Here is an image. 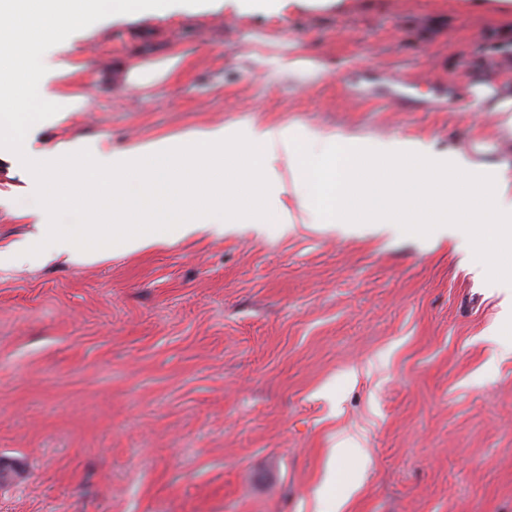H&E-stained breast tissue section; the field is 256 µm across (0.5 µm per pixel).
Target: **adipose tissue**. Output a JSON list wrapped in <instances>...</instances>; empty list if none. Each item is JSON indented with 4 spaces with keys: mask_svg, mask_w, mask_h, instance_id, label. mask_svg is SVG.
<instances>
[{
    "mask_svg": "<svg viewBox=\"0 0 512 512\" xmlns=\"http://www.w3.org/2000/svg\"><path fill=\"white\" fill-rule=\"evenodd\" d=\"M194 0H0V160L26 184L29 238L0 250V266H43L133 252L173 234L239 224H371L461 235L484 269L512 280V172L475 165L413 138L362 140L313 126L214 128L190 141L124 151L94 139L35 150V128L61 121L62 81L77 26L92 12L165 17ZM295 206H288V199ZM89 223H59L60 213Z\"/></svg>",
    "mask_w": 512,
    "mask_h": 512,
    "instance_id": "adipose-tissue-1",
    "label": "adipose tissue"
}]
</instances>
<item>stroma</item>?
I'll return each mask as SVG.
<instances>
[{"mask_svg":"<svg viewBox=\"0 0 512 512\" xmlns=\"http://www.w3.org/2000/svg\"><path fill=\"white\" fill-rule=\"evenodd\" d=\"M183 55L129 90L112 68ZM322 59L309 85L256 55ZM66 81L90 107L37 144L120 150L221 125L415 138L512 165V114L471 88L512 84V10L497 0H200L165 18L86 20ZM409 91L456 98L437 111ZM0 160V247L32 226ZM451 238L243 224L101 260L0 268V512H512V358L490 334L512 290ZM369 458L357 490L353 456Z\"/></svg>","mask_w":512,"mask_h":512,"instance_id":"1","label":"stroma"}]
</instances>
